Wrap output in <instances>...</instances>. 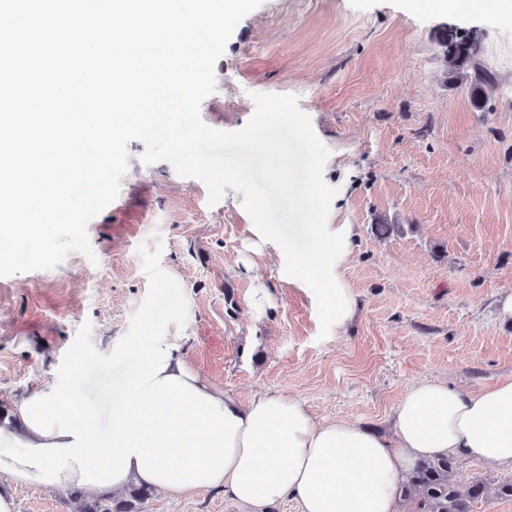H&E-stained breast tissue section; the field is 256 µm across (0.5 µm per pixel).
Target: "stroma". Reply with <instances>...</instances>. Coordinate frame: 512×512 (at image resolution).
<instances>
[{"instance_id":"1","label":"stroma","mask_w":512,"mask_h":512,"mask_svg":"<svg viewBox=\"0 0 512 512\" xmlns=\"http://www.w3.org/2000/svg\"><path fill=\"white\" fill-rule=\"evenodd\" d=\"M478 32L491 82L450 79L444 28ZM202 103L209 127L236 131L253 94H292L329 149L338 187L327 226L345 233L332 274L351 319L320 337L313 292L257 248L242 194L207 189L128 144L120 207L88 224L95 260L0 277V408L82 364L78 397L112 427L132 369L121 350L148 336L239 403L255 393L302 400L319 422L392 436L402 395L421 380L476 391L512 378V22L491 0H263L235 28ZM401 230L379 238L376 227ZM269 288L262 320L251 289ZM16 512H71L61 492L15 486ZM139 512L256 509L220 488L156 491Z\"/></svg>"}]
</instances>
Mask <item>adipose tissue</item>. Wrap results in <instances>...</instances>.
<instances>
[{
    "mask_svg": "<svg viewBox=\"0 0 512 512\" xmlns=\"http://www.w3.org/2000/svg\"><path fill=\"white\" fill-rule=\"evenodd\" d=\"M125 354L134 369L111 431L98 409L72 404L70 385H45L0 420V474L34 490L118 493L137 483L177 496L221 487L257 510L290 497L299 512H397L400 477L420 459L460 453L512 466V379L474 393L416 382L389 440L316 421L281 393L240 404L161 336Z\"/></svg>",
    "mask_w": 512,
    "mask_h": 512,
    "instance_id": "obj_1",
    "label": "adipose tissue"
}]
</instances>
